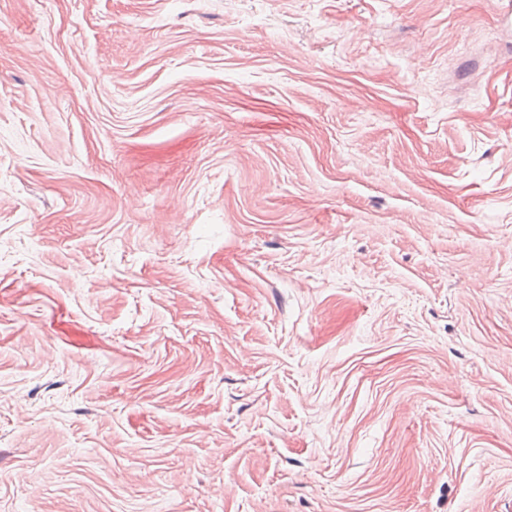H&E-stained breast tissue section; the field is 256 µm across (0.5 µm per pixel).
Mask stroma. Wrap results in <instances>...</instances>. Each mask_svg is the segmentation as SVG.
I'll return each mask as SVG.
<instances>
[{
  "instance_id": "obj_1",
  "label": "stroma",
  "mask_w": 512,
  "mask_h": 512,
  "mask_svg": "<svg viewBox=\"0 0 512 512\" xmlns=\"http://www.w3.org/2000/svg\"><path fill=\"white\" fill-rule=\"evenodd\" d=\"M501 0H0V512H512Z\"/></svg>"
}]
</instances>
